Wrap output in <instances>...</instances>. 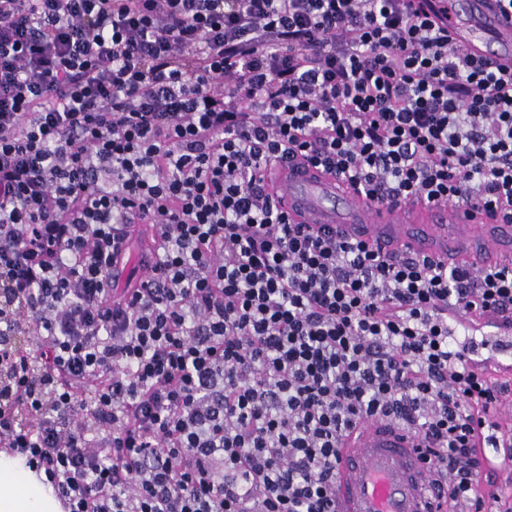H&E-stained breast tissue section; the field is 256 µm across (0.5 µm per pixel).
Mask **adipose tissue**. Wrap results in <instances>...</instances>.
<instances>
[{"instance_id":"adipose-tissue-1","label":"adipose tissue","mask_w":512,"mask_h":512,"mask_svg":"<svg viewBox=\"0 0 512 512\" xmlns=\"http://www.w3.org/2000/svg\"><path fill=\"white\" fill-rule=\"evenodd\" d=\"M0 512H62V506L24 457L0 452Z\"/></svg>"}]
</instances>
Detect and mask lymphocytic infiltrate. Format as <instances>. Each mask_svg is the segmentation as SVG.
Returning <instances> with one entry per match:
<instances>
[{
	"mask_svg": "<svg viewBox=\"0 0 512 512\" xmlns=\"http://www.w3.org/2000/svg\"><path fill=\"white\" fill-rule=\"evenodd\" d=\"M291 155L512 221V67L450 44L448 0H0V444L65 512H336L375 417L452 512H512L474 493L506 389L469 343L512 326V267L290 223Z\"/></svg>",
	"mask_w": 512,
	"mask_h": 512,
	"instance_id": "f902f5d3",
	"label": "lymphocytic infiltrate"
}]
</instances>
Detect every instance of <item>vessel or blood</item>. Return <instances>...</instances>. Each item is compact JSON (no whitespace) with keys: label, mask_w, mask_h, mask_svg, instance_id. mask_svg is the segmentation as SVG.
I'll return each instance as SVG.
<instances>
[{"label":"vessel or blood","mask_w":512,"mask_h":512,"mask_svg":"<svg viewBox=\"0 0 512 512\" xmlns=\"http://www.w3.org/2000/svg\"><path fill=\"white\" fill-rule=\"evenodd\" d=\"M448 33L458 48L512 66V15L497 0L448 4ZM279 206L296 224H320L339 238L362 240L395 257L438 262L512 264V224L482 208L420 200L375 205L347 181L294 157L267 169ZM512 330L499 328L479 351L512 374ZM420 438L391 418L360 422L344 437L336 461L338 512H442Z\"/></svg>","instance_id":"b4317fda"}]
</instances>
